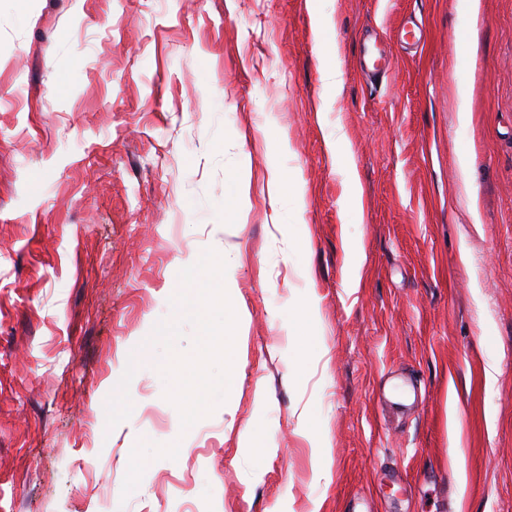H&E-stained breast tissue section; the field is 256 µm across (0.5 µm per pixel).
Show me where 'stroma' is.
I'll return each mask as SVG.
<instances>
[{
  "mask_svg": "<svg viewBox=\"0 0 512 512\" xmlns=\"http://www.w3.org/2000/svg\"><path fill=\"white\" fill-rule=\"evenodd\" d=\"M0 512H512V0H0Z\"/></svg>",
  "mask_w": 512,
  "mask_h": 512,
  "instance_id": "1",
  "label": "stroma"
}]
</instances>
